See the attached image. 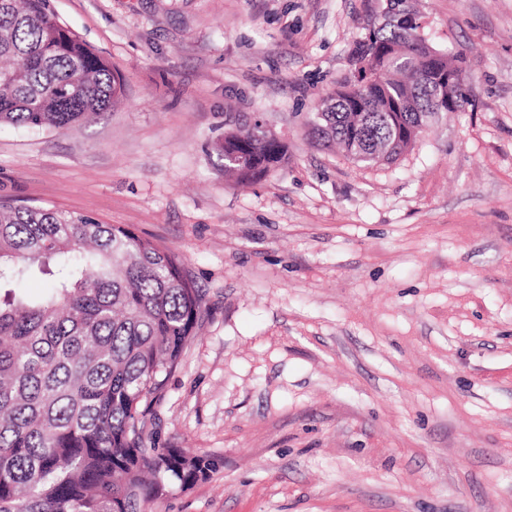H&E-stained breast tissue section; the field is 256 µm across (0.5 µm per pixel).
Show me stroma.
Returning a JSON list of instances; mask_svg holds the SVG:
<instances>
[{"label":"stroma","instance_id":"35a3bbf8","mask_svg":"<svg viewBox=\"0 0 512 512\" xmlns=\"http://www.w3.org/2000/svg\"><path fill=\"white\" fill-rule=\"evenodd\" d=\"M470 104L391 163L306 120L386 0H50L117 69L112 108L0 126V205L179 253L206 313L160 446L216 463L148 512H512V0H409ZM288 146L225 177L226 125Z\"/></svg>","mask_w":512,"mask_h":512}]
</instances>
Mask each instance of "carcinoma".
<instances>
[{
    "instance_id": "carcinoma-1",
    "label": "carcinoma",
    "mask_w": 512,
    "mask_h": 512,
    "mask_svg": "<svg viewBox=\"0 0 512 512\" xmlns=\"http://www.w3.org/2000/svg\"><path fill=\"white\" fill-rule=\"evenodd\" d=\"M405 18L369 30L318 104L313 137L357 163L392 162L431 121L469 104L463 57L429 55ZM112 64L49 0H0V125L63 130L112 107ZM241 184L288 160L258 124L215 144ZM49 281L43 295L19 287ZM204 311L182 257L120 224L0 207V512H146L209 477L213 460L160 448L147 420Z\"/></svg>"
}]
</instances>
